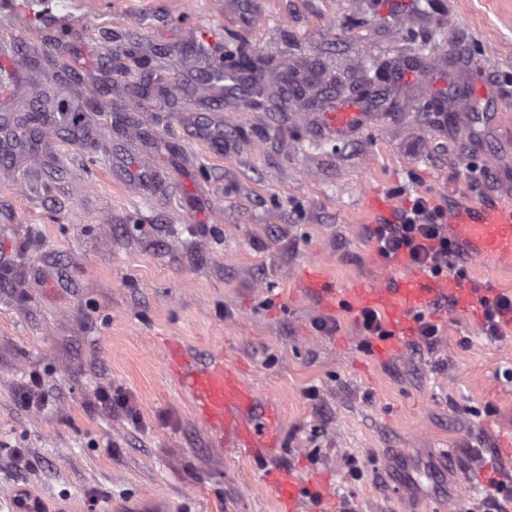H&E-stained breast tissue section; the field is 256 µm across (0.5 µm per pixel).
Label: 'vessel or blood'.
Instances as JSON below:
<instances>
[{"instance_id":"b4317fda","label":"vessel or blood","mask_w":512,"mask_h":512,"mask_svg":"<svg viewBox=\"0 0 512 512\" xmlns=\"http://www.w3.org/2000/svg\"><path fill=\"white\" fill-rule=\"evenodd\" d=\"M370 120V113L347 107L325 115L326 123L341 137L359 131ZM445 222L449 238L464 247L472 260L512 266L511 204L505 206L491 199L475 205H455L449 207ZM494 294V289L469 288L452 276L413 272L396 278L385 267L376 280L350 288L347 301L353 309L372 308L383 314L385 333L374 337L373 345L379 353L395 355L414 335L417 314L438 299H449L457 311L474 313L482 298L490 299ZM176 376L216 441L226 442L256 460L280 447L278 435L260 438L254 434L249 422L254 394L238 370L225 363L223 352H214L208 362L192 370H177ZM265 481L277 489L285 512H298L304 492L318 494L325 485L319 476L300 484L293 471L279 468L268 469ZM13 512H80V506L75 502L64 506L53 498L23 489L14 496Z\"/></svg>"}]
</instances>
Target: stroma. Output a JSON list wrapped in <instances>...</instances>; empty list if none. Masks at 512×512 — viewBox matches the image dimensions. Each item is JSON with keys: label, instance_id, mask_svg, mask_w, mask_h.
Masks as SVG:
<instances>
[{"label": "stroma", "instance_id": "stroma-1", "mask_svg": "<svg viewBox=\"0 0 512 512\" xmlns=\"http://www.w3.org/2000/svg\"><path fill=\"white\" fill-rule=\"evenodd\" d=\"M417 2L42 0L34 25L28 0H0V512L20 487L82 512H279L265 465L214 447L175 345L239 367L287 439L267 465L322 476L335 512H472L490 480L512 491V325L493 338L443 304L424 314L434 348L381 357L346 301L389 262L366 194L512 203L469 173L512 167V0ZM242 50L263 81L215 98L208 73ZM480 81L498 97L475 125ZM65 96L79 130L26 134ZM344 105L372 123L336 136L322 115Z\"/></svg>", "mask_w": 512, "mask_h": 512}]
</instances>
